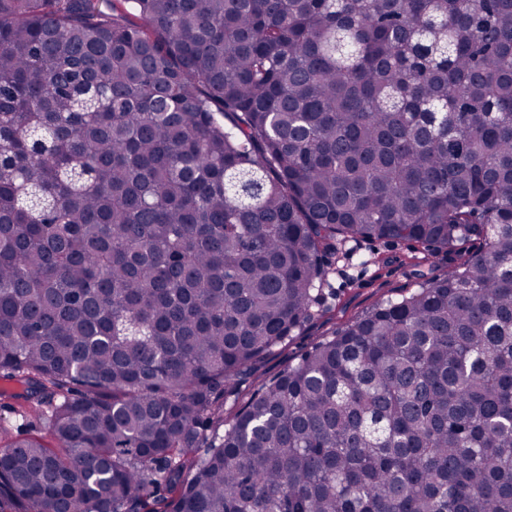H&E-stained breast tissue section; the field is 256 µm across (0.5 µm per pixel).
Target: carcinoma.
Masks as SVG:
<instances>
[{
  "instance_id": "obj_1",
  "label": "carcinoma",
  "mask_w": 512,
  "mask_h": 512,
  "mask_svg": "<svg viewBox=\"0 0 512 512\" xmlns=\"http://www.w3.org/2000/svg\"><path fill=\"white\" fill-rule=\"evenodd\" d=\"M0 409V512H512V0H0ZM347 256L339 251L324 286L322 305H331L335 318L326 317L302 331L288 348L265 361L262 372L274 375L294 362L301 351L348 319L364 313L377 303L413 288L418 281L410 265L411 245L397 240L350 242ZM375 258L381 259L373 264ZM364 260H370L364 264Z\"/></svg>"
}]
</instances>
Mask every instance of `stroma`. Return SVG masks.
Wrapping results in <instances>:
<instances>
[{
    "label": "stroma",
    "mask_w": 512,
    "mask_h": 512,
    "mask_svg": "<svg viewBox=\"0 0 512 512\" xmlns=\"http://www.w3.org/2000/svg\"><path fill=\"white\" fill-rule=\"evenodd\" d=\"M411 245L397 240H361L337 254L324 302L331 305L334 319H320L302 331L288 348L271 356L264 373L277 374L294 362L301 351L348 319L364 313L387 298L398 297L416 283L410 266Z\"/></svg>",
    "instance_id": "obj_1"
}]
</instances>
